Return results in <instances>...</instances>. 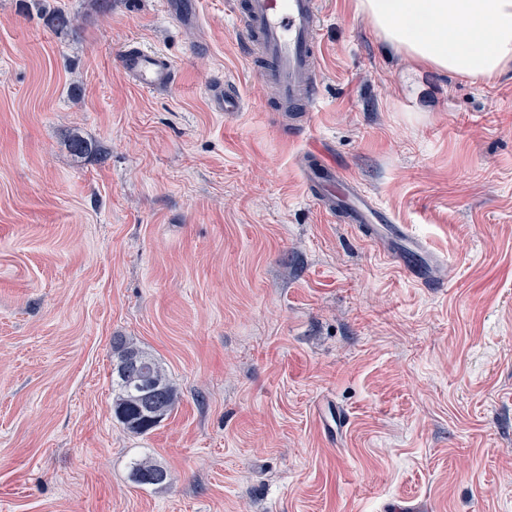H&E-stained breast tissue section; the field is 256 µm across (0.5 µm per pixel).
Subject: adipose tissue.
Instances as JSON below:
<instances>
[{
  "label": "adipose tissue",
  "instance_id": "ef3b65f1",
  "mask_svg": "<svg viewBox=\"0 0 512 512\" xmlns=\"http://www.w3.org/2000/svg\"><path fill=\"white\" fill-rule=\"evenodd\" d=\"M354 9L415 67L473 81L512 68V0H354Z\"/></svg>",
  "mask_w": 512,
  "mask_h": 512
}]
</instances>
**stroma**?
I'll return each instance as SVG.
<instances>
[{
    "label": "stroma",
    "instance_id": "obj_1",
    "mask_svg": "<svg viewBox=\"0 0 512 512\" xmlns=\"http://www.w3.org/2000/svg\"><path fill=\"white\" fill-rule=\"evenodd\" d=\"M230 2L180 0L183 26L159 0H60L57 33L0 0V512H512V70L411 69L322 0L292 140ZM132 44L177 86L135 88ZM220 73L245 111L211 110ZM321 163L446 259L444 287L319 208ZM117 336L180 393L143 436L112 413ZM144 454L165 488L131 481ZM122 70L140 91L158 93L173 88L179 80L174 61L159 50L129 45L123 50Z\"/></svg>",
    "mask_w": 512,
    "mask_h": 512
}]
</instances>
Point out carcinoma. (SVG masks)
Returning <instances> with one entry per match:
<instances>
[{
    "mask_svg": "<svg viewBox=\"0 0 512 512\" xmlns=\"http://www.w3.org/2000/svg\"><path fill=\"white\" fill-rule=\"evenodd\" d=\"M44 27L63 32L73 28L74 17L60 6L40 3ZM75 156L98 151L92 142L75 134L69 142ZM112 410L118 422L130 433L144 435L171 416L178 400L177 389L166 369L150 353L119 336L113 341ZM132 482L138 486L163 487L170 473L163 464L135 458L129 464Z\"/></svg>",
    "mask_w": 512,
    "mask_h": 512,
    "instance_id": "1",
    "label": "carcinoma"
}]
</instances>
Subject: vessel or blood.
<instances>
[{"label": "vessel or blood", "instance_id": "b4317fda", "mask_svg": "<svg viewBox=\"0 0 512 512\" xmlns=\"http://www.w3.org/2000/svg\"><path fill=\"white\" fill-rule=\"evenodd\" d=\"M234 13L248 16L242 36L263 59L257 71L275 87L282 103L319 97L321 51V0H235ZM122 69L140 91L158 93L173 88L178 80L174 61L159 50L131 45L124 49ZM208 98L213 111L240 112L245 101L233 79L211 83ZM310 184L318 201L331 214L350 210L356 231L367 234L381 255L416 286L432 288L440 282L445 261L430 254L426 244L378 206L356 181L335 177L321 167L311 174Z\"/></svg>", "mask_w": 512, "mask_h": 512}]
</instances>
